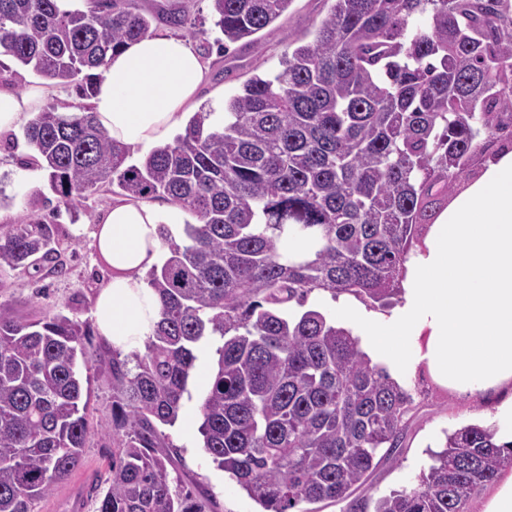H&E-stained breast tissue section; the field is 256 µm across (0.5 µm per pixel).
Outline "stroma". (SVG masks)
Returning a JSON list of instances; mask_svg holds the SVG:
<instances>
[{
    "instance_id": "stroma-1",
    "label": "stroma",
    "mask_w": 512,
    "mask_h": 512,
    "mask_svg": "<svg viewBox=\"0 0 512 512\" xmlns=\"http://www.w3.org/2000/svg\"><path fill=\"white\" fill-rule=\"evenodd\" d=\"M330 7L331 0H293L279 19L260 32V48L237 43L230 45L226 52H211L205 58L207 81L198 95L200 111H210L214 89H223L229 98L253 74L270 77L277 74L289 44L312 41ZM30 153L21 130L0 136V224L14 222L22 214L29 195L47 187L46 172L36 165L25 164L24 159ZM114 200V194L92 192L77 211L59 209L55 219L58 232L71 245L65 253L66 274L56 276L0 268V303L7 304L22 321L59 311L82 321L92 320L96 290L109 271L97 256L89 228ZM89 375L91 433L83 450V463L68 480L37 503L35 512H95V498L106 490L112 439L101 434L100 427L111 419L112 383L102 369L90 368ZM405 386L413 396L414 409L403 444L393 460L381 465L356 489V496L375 499L390 490L413 485L418 475L433 464L447 431L485 422L501 403L500 398L480 395L459 400L434 389L419 373L408 376ZM206 391V381L190 378L179 418L167 429L172 446L166 454L173 485L207 500L210 512H259L258 504L216 467L199 438L188 437L185 431L186 421H199Z\"/></svg>"
}]
</instances>
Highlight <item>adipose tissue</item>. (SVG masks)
<instances>
[{
  "mask_svg": "<svg viewBox=\"0 0 512 512\" xmlns=\"http://www.w3.org/2000/svg\"><path fill=\"white\" fill-rule=\"evenodd\" d=\"M207 68L190 41L155 33L109 55L90 108L112 141L132 150L170 143L197 105ZM49 87H0V133L41 112ZM156 205L118 202L95 224L96 253L110 269L93 317L113 349L138 350L160 319L142 279L158 260ZM401 299L388 314L337 305L361 350L396 382L423 371L441 391L468 399L512 391V151L454 196L409 255Z\"/></svg>",
  "mask_w": 512,
  "mask_h": 512,
  "instance_id": "1",
  "label": "adipose tissue"
}]
</instances>
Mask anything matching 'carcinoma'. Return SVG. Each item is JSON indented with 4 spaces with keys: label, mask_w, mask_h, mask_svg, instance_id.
<instances>
[{
    "label": "carcinoma",
    "mask_w": 512,
    "mask_h": 512,
    "mask_svg": "<svg viewBox=\"0 0 512 512\" xmlns=\"http://www.w3.org/2000/svg\"><path fill=\"white\" fill-rule=\"evenodd\" d=\"M0 0V55L92 95L109 53L182 27L194 0L162 14L133 0ZM224 41L255 34L292 0H211ZM198 112L140 162L85 108H45L25 126L29 161L73 209L88 192L120 190L189 213L180 241L147 273L161 319L145 352L90 354L94 330L59 311L33 322L0 305V512H34L82 464L89 392L80 365L112 377L116 444L96 512H207L172 488L163 427L179 417L196 347L217 367L201 404L203 448L263 512L344 501L401 447L409 390L321 311L289 314L315 291L381 307L400 293L404 263L448 199L512 150V0H333L312 41L282 70L255 74L224 103V125ZM37 190L0 226V268L61 274L63 242ZM305 239L285 255L284 239ZM512 468V443L470 424L446 434L417 484L347 512H468Z\"/></svg>",
    "instance_id": "obj_1"
}]
</instances>
